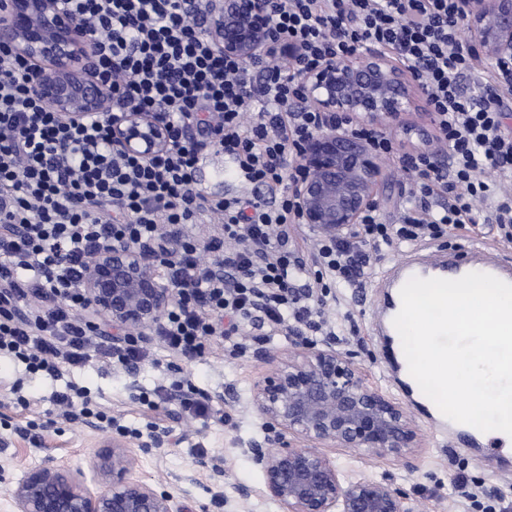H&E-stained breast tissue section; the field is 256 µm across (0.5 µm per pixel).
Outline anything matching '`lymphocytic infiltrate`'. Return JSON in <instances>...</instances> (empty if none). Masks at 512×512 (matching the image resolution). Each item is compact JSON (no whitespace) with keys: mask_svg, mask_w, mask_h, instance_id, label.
Returning <instances> with one entry per match:
<instances>
[{"mask_svg":"<svg viewBox=\"0 0 512 512\" xmlns=\"http://www.w3.org/2000/svg\"><path fill=\"white\" fill-rule=\"evenodd\" d=\"M456 2L272 0V27L302 53L286 65L264 60L255 78L246 62L213 49L202 26L208 0H62L94 38L93 73L112 93L111 112L86 124L63 122L37 95L31 64L0 46V359L56 377L93 357L111 367L141 362L140 336L116 342L84 319L82 279L91 245L133 243L163 224L208 231L203 241L182 234L166 269L179 292L159 330L176 375L179 361L204 357L215 340L242 352L245 324L322 332L316 289L355 283L382 248L463 227L511 242L512 62H479ZM372 47L410 69L434 145L404 151L377 122L333 116L414 185L397 223L370 208L345 235L316 240L306 261L288 235L298 221L290 185L304 175L302 144L328 120L304 105L303 76ZM130 106L160 113L170 135L163 153L144 160L113 150L112 123ZM211 148L248 193L198 190ZM53 402L64 420L115 423L74 385Z\"/></svg>","mask_w":512,"mask_h":512,"instance_id":"lymphocytic-infiltrate-1","label":"lymphocytic infiltrate"}]
</instances>
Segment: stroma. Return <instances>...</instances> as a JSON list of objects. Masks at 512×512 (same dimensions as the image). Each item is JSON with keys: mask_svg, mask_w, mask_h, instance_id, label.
Returning <instances> with one entry per match:
<instances>
[{"mask_svg": "<svg viewBox=\"0 0 512 512\" xmlns=\"http://www.w3.org/2000/svg\"><path fill=\"white\" fill-rule=\"evenodd\" d=\"M399 257L396 251L383 253L375 258V273L362 287L335 288L324 299L325 319L337 333L338 350L363 367L372 383L396 399L402 393L384 368L385 346L372 334L370 322L383 294L379 283ZM246 335L244 356L230 354L219 340L206 358L180 364L182 376L224 410L226 418L221 422L191 419L172 397L156 411H142L136 394H151L170 383L161 364L166 351L154 335L144 340L153 357L141 362L134 375L94 360L68 375L111 410L129 434H147L155 424L183 433L181 442L161 448L137 447L133 453L136 476L174 494L185 512H283L276 502L261 495V472L246 452L250 441L261 434V420L247 409L246 402L253 381L272 369L270 362L257 358V351L284 354L291 349L293 339L282 332L258 341L251 329ZM58 387V381L47 375H26L13 363L0 361V512H12L8 494L11 483L47 457L63 460L87 474L92 471L103 431L91 430L84 422L62 421L36 447L20 430L25 420L14 405L16 394L37 399L39 410L44 411L52 408V393ZM409 415L420 430L421 443L408 459L362 460L345 448L329 449L328 454L355 477L388 478L408 495L417 512H485L487 506L498 504L512 512V474L500 473L497 466L498 457L504 454L500 444H493L486 456L476 457L462 445L442 441L417 410H410ZM200 457L211 459L224 470L223 484H215L208 472L193 470V462ZM234 484L250 486L255 494L229 510L224 498Z\"/></svg>", "mask_w": 512, "mask_h": 512, "instance_id": "1", "label": "stroma"}]
</instances>
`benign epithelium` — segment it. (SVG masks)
Segmentation results:
<instances>
[{"mask_svg": "<svg viewBox=\"0 0 512 512\" xmlns=\"http://www.w3.org/2000/svg\"><path fill=\"white\" fill-rule=\"evenodd\" d=\"M467 41L486 62L512 60V0H458ZM270 0H210L208 37L224 54L248 63L271 55L286 64L300 47L272 32ZM0 45L37 66L38 96L64 118L83 122L109 110L108 89L89 74L95 43L58 0H6L0 5ZM305 103L384 125L418 109L416 83L380 49L332 61L303 77ZM112 146L149 159L168 147L155 112L124 111L112 126ZM306 176L291 186L300 223L315 236L335 237L360 223L375 203L386 161L352 136L328 127L301 149ZM181 236L162 224L159 239L112 243L89 256L82 288L88 320L118 335L147 336L178 295L164 268ZM273 370L257 378L247 407L262 435L247 448L263 478L262 493L284 512H413L407 495L382 479H356L327 456L347 448L360 459H404L420 431L396 399L366 381L362 368L336 349V337L294 341L270 356ZM132 440L101 441L94 479L50 457L10 489L14 512H181L173 494L134 475Z\"/></svg>", "mask_w": 512, "mask_h": 512, "instance_id": "obj_1", "label": "benign epithelium"}]
</instances>
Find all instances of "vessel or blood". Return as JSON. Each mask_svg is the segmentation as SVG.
<instances>
[{"label": "vessel or blood", "instance_id": "1", "mask_svg": "<svg viewBox=\"0 0 512 512\" xmlns=\"http://www.w3.org/2000/svg\"><path fill=\"white\" fill-rule=\"evenodd\" d=\"M471 272L487 273L504 282L512 283V264L501 260L497 253L478 240L471 241L467 254L463 257L454 251L435 255L411 252L391 267L383 281L382 315L374 324L377 335H395L393 320L401 309L400 290L410 278L453 280ZM432 424L440 429L449 441L464 445L474 455L485 454L486 443L483 435L472 431L467 425L453 422L443 416L433 419Z\"/></svg>", "mask_w": 512, "mask_h": 512}]
</instances>
